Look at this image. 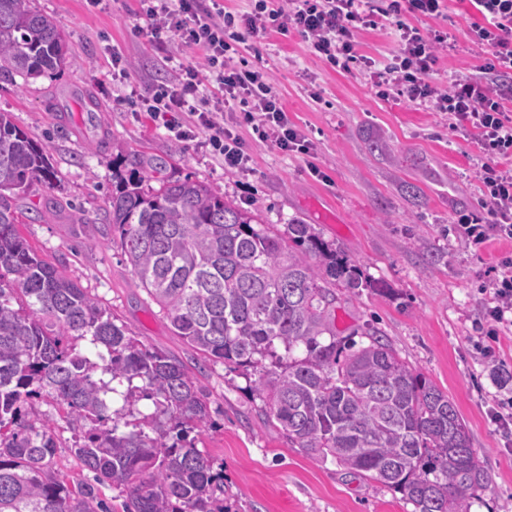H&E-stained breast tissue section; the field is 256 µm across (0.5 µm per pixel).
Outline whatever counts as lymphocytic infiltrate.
Returning <instances> with one entry per match:
<instances>
[{
	"label": "lymphocytic infiltrate",
	"instance_id": "1",
	"mask_svg": "<svg viewBox=\"0 0 512 512\" xmlns=\"http://www.w3.org/2000/svg\"><path fill=\"white\" fill-rule=\"evenodd\" d=\"M469 2L483 18L472 26V40L493 47L494 53L480 73L455 75L442 88L430 83L428 75L438 51L448 46L447 32L421 33L400 16H442L445 0H390L385 7L374 0H256L253 9L242 14L217 4L205 7L204 0H140L139 14L154 48L163 52L179 41L199 50L203 65L180 66L174 81L149 89L140 96L139 106L152 118L162 119L176 138H189L197 128L205 130L208 146L228 169H243L250 160L243 142L218 119L230 99L240 102L244 122L255 124L262 140L285 152L306 154L311 144L289 121L267 75L225 68V53L232 44L292 28L314 54L345 70L356 57L359 31L394 26L398 53L389 66L371 70L372 87L383 98L393 92L409 102L433 104L447 114L453 131L476 140L483 154L478 180L487 210L460 215L457 233L473 245L493 237L512 241V114L505 108L512 99V0ZM205 74L213 83L210 98L204 108L189 107L188 98L196 94Z\"/></svg>",
	"mask_w": 512,
	"mask_h": 512
}]
</instances>
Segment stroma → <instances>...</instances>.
Returning a JSON list of instances; mask_svg holds the SVG:
<instances>
[{
	"instance_id": "obj_1",
	"label": "stroma",
	"mask_w": 512,
	"mask_h": 512,
	"mask_svg": "<svg viewBox=\"0 0 512 512\" xmlns=\"http://www.w3.org/2000/svg\"><path fill=\"white\" fill-rule=\"evenodd\" d=\"M31 2L57 25L68 55L56 74L0 81V112L46 146L58 173L56 185L34 184L22 201L28 217L20 232L32 249L64 265L145 346L191 365L196 353L141 288L108 220L120 182L141 177L155 187L188 177L278 230L297 219L314 225L369 282L337 309V331L365 345L368 330H378L410 368L448 393L490 475L486 488L466 498L465 512H512V426L492 418L498 401L512 397V334L490 339L483 318L512 242L492 240L477 250L453 231L458 214L485 209L478 146L434 108L383 100L372 90L366 65L391 62L393 30L359 32L358 58L346 71L313 54L292 30L239 45L233 64L269 74L314 153H286L261 141L252 125L237 123L240 105L232 102L224 122L251 160L231 172L204 132L176 139L128 103L132 91L171 77L176 63L200 65L197 50L182 47L175 62L163 60L136 15V0H103L95 9L87 0ZM447 3L441 17L404 18L424 33L448 31L450 45L430 74L442 86L493 53L470 38L481 17L468 0ZM116 55L129 62L127 79L112 77ZM82 90L97 99L96 124L81 110ZM138 155L157 159L161 170L130 165ZM198 381L214 425L196 445L224 468V512H415L396 490L294 447L253 400L250 371L211 363Z\"/></svg>"
}]
</instances>
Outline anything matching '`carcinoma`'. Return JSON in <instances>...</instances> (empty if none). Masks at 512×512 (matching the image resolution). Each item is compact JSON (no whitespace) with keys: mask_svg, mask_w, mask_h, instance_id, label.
Returning <instances> with one entry per match:
<instances>
[{"mask_svg":"<svg viewBox=\"0 0 512 512\" xmlns=\"http://www.w3.org/2000/svg\"><path fill=\"white\" fill-rule=\"evenodd\" d=\"M63 61L51 18L30 0H0V80ZM57 180L46 148L0 112V512H108L98 484L119 491L123 512H224L215 507L224 474L190 437L211 426L196 375L117 325L22 236L18 201L34 183ZM109 221L174 333L206 361L252 370L262 413L310 458L330 456L402 491L416 512H459L461 498L487 486L448 394L377 332L359 348L336 337L332 285L368 283L313 225L296 221L284 235L257 228L190 179L157 189L127 182L112 195ZM142 399L151 412L136 408ZM36 400L65 410L94 483L64 481L55 422L32 412Z\"/></svg>","mask_w":512,"mask_h":512,"instance_id":"carcinoma-1","label":"carcinoma"}]
</instances>
